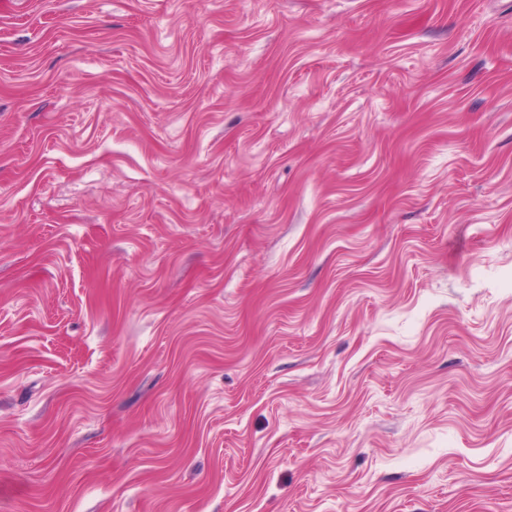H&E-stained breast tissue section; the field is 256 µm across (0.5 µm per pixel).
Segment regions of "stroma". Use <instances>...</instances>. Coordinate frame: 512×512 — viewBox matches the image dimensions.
Returning <instances> with one entry per match:
<instances>
[{"label": "stroma", "mask_w": 512, "mask_h": 512, "mask_svg": "<svg viewBox=\"0 0 512 512\" xmlns=\"http://www.w3.org/2000/svg\"><path fill=\"white\" fill-rule=\"evenodd\" d=\"M0 512H512V0H0Z\"/></svg>", "instance_id": "1"}]
</instances>
